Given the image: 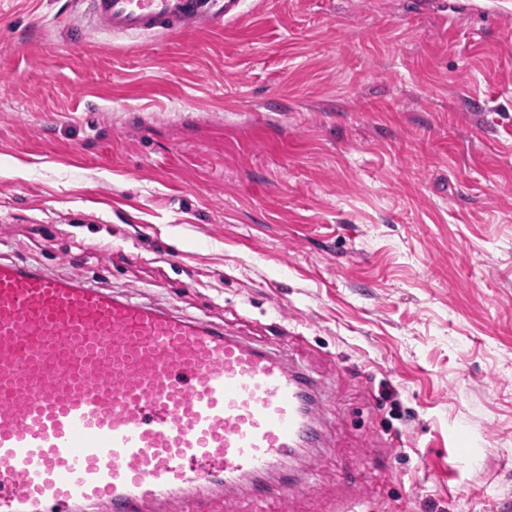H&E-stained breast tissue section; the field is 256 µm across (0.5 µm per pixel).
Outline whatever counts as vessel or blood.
I'll return each instance as SVG.
<instances>
[{
    "instance_id": "1",
    "label": "vessel or blood",
    "mask_w": 512,
    "mask_h": 512,
    "mask_svg": "<svg viewBox=\"0 0 512 512\" xmlns=\"http://www.w3.org/2000/svg\"><path fill=\"white\" fill-rule=\"evenodd\" d=\"M80 26L219 31L242 0H85ZM318 386L283 355L19 263H0V512H137L291 495L277 461L325 441Z\"/></svg>"
}]
</instances>
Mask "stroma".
Here are the masks:
<instances>
[{"label":"stroma","mask_w":512,"mask_h":512,"mask_svg":"<svg viewBox=\"0 0 512 512\" xmlns=\"http://www.w3.org/2000/svg\"><path fill=\"white\" fill-rule=\"evenodd\" d=\"M0 0V260L322 386L307 485L203 512H512V0H243L220 32Z\"/></svg>","instance_id":"35a3bbf8"}]
</instances>
